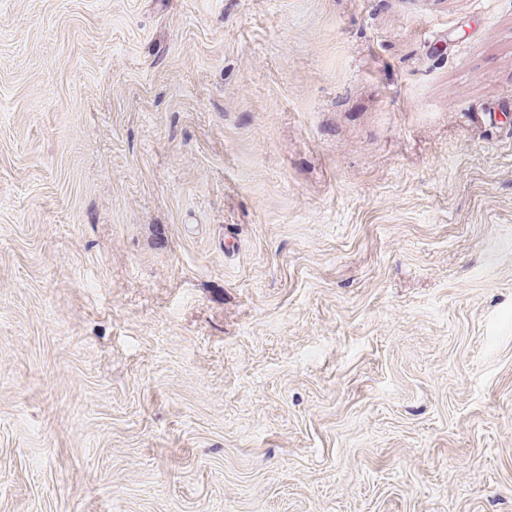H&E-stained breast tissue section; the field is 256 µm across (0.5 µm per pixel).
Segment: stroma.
I'll use <instances>...</instances> for the list:
<instances>
[{
  "mask_svg": "<svg viewBox=\"0 0 512 512\" xmlns=\"http://www.w3.org/2000/svg\"><path fill=\"white\" fill-rule=\"evenodd\" d=\"M0 512H512V0H0Z\"/></svg>",
  "mask_w": 512,
  "mask_h": 512,
  "instance_id": "stroma-1",
  "label": "stroma"
}]
</instances>
